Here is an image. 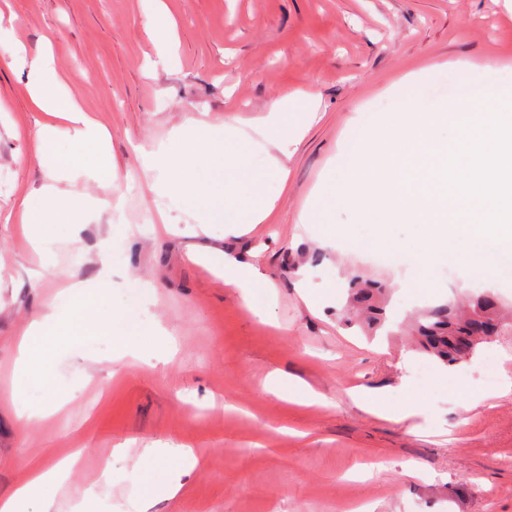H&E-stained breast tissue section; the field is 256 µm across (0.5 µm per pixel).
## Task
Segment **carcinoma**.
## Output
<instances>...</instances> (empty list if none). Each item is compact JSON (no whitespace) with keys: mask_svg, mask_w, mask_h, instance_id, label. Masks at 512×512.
Masks as SVG:
<instances>
[{"mask_svg":"<svg viewBox=\"0 0 512 512\" xmlns=\"http://www.w3.org/2000/svg\"><path fill=\"white\" fill-rule=\"evenodd\" d=\"M389 288L386 284L355 275L350 280L347 313L351 319L369 327L386 321ZM512 336V302L491 292L482 302L469 305L440 303L421 310L411 324L416 350L433 357L446 366L464 361L467 347L477 348L476 336L492 332Z\"/></svg>","mask_w":512,"mask_h":512,"instance_id":"carcinoma-1","label":"carcinoma"}]
</instances>
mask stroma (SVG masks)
Wrapping results in <instances>:
<instances>
[{"label":"stroma","instance_id":"obj_1","mask_svg":"<svg viewBox=\"0 0 512 512\" xmlns=\"http://www.w3.org/2000/svg\"><path fill=\"white\" fill-rule=\"evenodd\" d=\"M176 22V62L146 32L147 0H0V43L52 49L58 77L111 135L112 182L62 180L36 162L42 113L29 72L0 59V501L33 462L79 453L51 489L61 512L92 495L98 512H512V391L484 385L487 354L512 377V346L480 344L452 369L434 363L418 381L400 328L417 309L492 289L512 298V274L421 282L375 250L370 229L326 241L302 213H318L352 137L357 114L392 111L404 77L430 101L491 93L512 67V12L504 0H166ZM316 117L289 145L288 185L272 223L234 234L159 195L166 172L145 159L187 118L243 125L297 91ZM87 197L81 223L56 224L51 251L20 231L19 201L48 184ZM115 259L106 301L134 312L133 326L65 346L53 386L12 395L24 327L74 282L94 280L102 246ZM216 250L254 264L275 286L268 320L254 316L220 272L197 254ZM320 256L293 270L290 256ZM391 290L388 322L365 335L342 309L353 274ZM170 340L163 363L115 358L120 343ZM325 396L280 398L271 373ZM382 396L384 416L355 403ZM422 413L408 417L413 407ZM126 444L122 458L112 451ZM189 446L197 459L178 494L144 502L152 476L178 469L157 444Z\"/></svg>","mask_w":512,"mask_h":512}]
</instances>
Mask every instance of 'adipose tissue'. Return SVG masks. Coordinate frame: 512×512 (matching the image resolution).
I'll list each match as a JSON object with an SVG mask.
<instances>
[{
  "mask_svg": "<svg viewBox=\"0 0 512 512\" xmlns=\"http://www.w3.org/2000/svg\"><path fill=\"white\" fill-rule=\"evenodd\" d=\"M6 53L12 60L28 64L27 90L31 103L36 111L48 117L47 122L39 125L34 138V155L39 164L58 177L89 173L101 182H111L109 135L65 95L50 57L44 53L28 57L24 45L18 42L7 47ZM61 121L72 126L70 141L65 145L57 138V124ZM86 206V201L66 198L50 188L40 197L27 198L21 203L29 236L46 252L54 243L49 227L51 220L57 218L70 224L77 223ZM113 257V246H106L103 250L104 269L96 284L90 287L80 282L71 284L63 292L60 302L27 326L20 347L14 394H21L25 385L32 382L53 384L54 363L62 338L78 340L109 334L110 326L101 318L100 306L108 294L107 269L111 267ZM208 261L223 272L225 285L236 288L250 310L259 317H266L275 290L257 268L225 253L210 255ZM73 464V459L68 458L50 468L32 465L30 479L10 498L0 501V512H25L31 499L42 496L48 486L63 482Z\"/></svg>",
  "mask_w": 512,
  "mask_h": 512,
  "instance_id": "adipose-tissue-1",
  "label": "adipose tissue"
}]
</instances>
